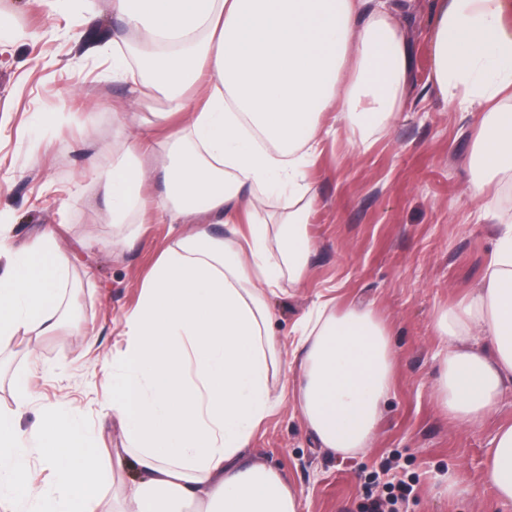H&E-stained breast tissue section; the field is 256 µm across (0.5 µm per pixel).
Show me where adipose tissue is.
<instances>
[{
    "instance_id": "ef3b65f1",
    "label": "adipose tissue",
    "mask_w": 512,
    "mask_h": 512,
    "mask_svg": "<svg viewBox=\"0 0 512 512\" xmlns=\"http://www.w3.org/2000/svg\"><path fill=\"white\" fill-rule=\"evenodd\" d=\"M113 0L135 40L115 46L112 76L156 100L144 128L102 148L98 175L114 226L140 233L147 173L141 155L166 148L171 244L142 281L112 361V417L126 444L112 471L138 474L113 512H300L277 469L248 463L255 430L293 395L321 447L368 448L392 386L395 353L373 310L317 302L290 342L268 301L300 282L318 203L306 169L336 113L367 139L401 108L411 58L385 0ZM512 0H438L433 82L449 103L483 110L477 159L512 173ZM284 186L297 207L273 216L260 196ZM70 259L54 232L14 246L0 235V352L18 333L56 332L76 318L63 290ZM440 340L433 396L472 427L512 386V225L500 230L479 288L433 317ZM74 418L47 410L29 432L0 416V500L15 512H97L105 475L84 454ZM39 456L53 493L30 478ZM486 478L512 512V423L500 427Z\"/></svg>"
}]
</instances>
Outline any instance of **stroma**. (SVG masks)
Wrapping results in <instances>:
<instances>
[{
  "instance_id": "stroma-1",
  "label": "stroma",
  "mask_w": 512,
  "mask_h": 512,
  "mask_svg": "<svg viewBox=\"0 0 512 512\" xmlns=\"http://www.w3.org/2000/svg\"><path fill=\"white\" fill-rule=\"evenodd\" d=\"M397 14L413 53L402 108L387 128L355 143L328 112L329 134L309 170L320 204L309 216L314 249L299 283L270 296L275 331L291 338L318 300L337 310L373 308L391 333L392 392L369 448L343 456L318 447L293 399L271 415L247 448V461L278 469L301 495V512H367L387 483L412 492L399 512H492L486 455L500 426L512 422V389L479 428L437 406L436 310L474 291L495 248L499 218L512 217V178L490 184L498 219L478 216L468 193L480 176L475 113L448 104L431 80L436 0H402ZM0 15L21 37L0 46V225L15 245L54 229L71 257L65 297L80 316L40 340L18 335L0 368V414L18 430L38 424L47 406L82 420L93 448L122 447L109 408L112 359L124 347L120 319L135 307L140 284L170 244L168 225L147 214L140 238L116 233L95 180L101 147L139 131V105L112 78V43L128 38L110 0H0ZM56 115L42 123L44 113ZM29 376L19 403L11 377ZM461 480L454 495L440 477Z\"/></svg>"
}]
</instances>
